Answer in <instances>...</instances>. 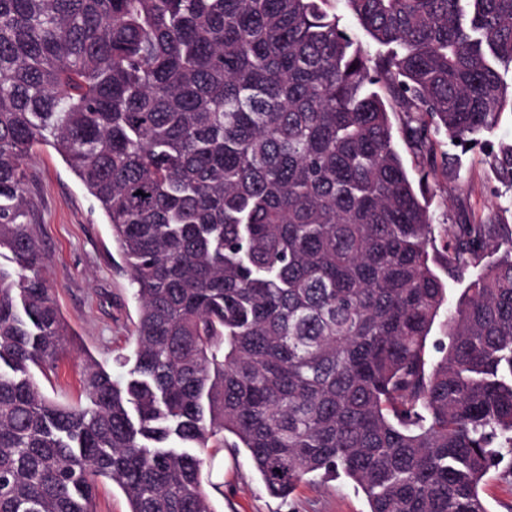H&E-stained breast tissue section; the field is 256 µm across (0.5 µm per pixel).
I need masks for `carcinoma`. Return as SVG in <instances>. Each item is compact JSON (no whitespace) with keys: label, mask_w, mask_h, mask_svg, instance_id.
I'll return each instance as SVG.
<instances>
[{"label":"carcinoma","mask_w":512,"mask_h":512,"mask_svg":"<svg viewBox=\"0 0 512 512\" xmlns=\"http://www.w3.org/2000/svg\"><path fill=\"white\" fill-rule=\"evenodd\" d=\"M326 2L0 0V512H96L103 478L130 512H215L202 470L224 446L274 497L343 475L369 512H489L512 225L448 229L441 265L476 269L448 308L419 195L448 164L432 136L467 146L512 110V0H345L375 58ZM392 111L429 163L416 183ZM39 146L99 201L138 305L127 377L86 361L75 404L31 372L69 335L27 189ZM487 155L512 182V144ZM328 9L330 13L336 15L339 27L349 35L355 45L360 46L369 56L374 57L385 50L364 31L348 11L343 0H331ZM445 320L444 310L440 311L439 316L436 318L431 333L427 339L426 344V359L428 360L429 366L436 363L441 357V353L438 352V347L441 344H445L448 342L446 338L445 327L443 326V322Z\"/></svg>","instance_id":"1"}]
</instances>
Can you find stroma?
Wrapping results in <instances>:
<instances>
[{"label": "stroma", "instance_id": "obj_1", "mask_svg": "<svg viewBox=\"0 0 512 512\" xmlns=\"http://www.w3.org/2000/svg\"><path fill=\"white\" fill-rule=\"evenodd\" d=\"M436 151L447 154L448 164L438 167L428 196L435 224H458L475 213L512 225V185L498 179L480 148L463 150L443 132ZM28 174L42 215L44 274L70 328L64 354L39 383L48 396L75 403L84 398L85 358L104 365L114 380L125 378L122 359L131 351L137 303L104 212L62 158L39 148ZM217 455L203 468L216 512H368L364 494L345 480L310 478L280 499L267 494L245 453L224 447ZM481 495L489 512H512V466L492 470Z\"/></svg>", "mask_w": 512, "mask_h": 512}]
</instances>
